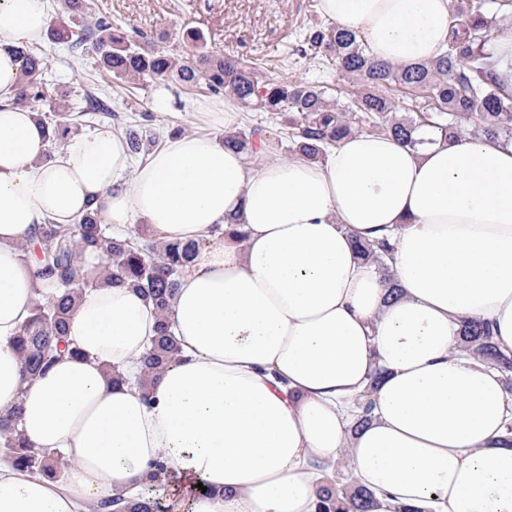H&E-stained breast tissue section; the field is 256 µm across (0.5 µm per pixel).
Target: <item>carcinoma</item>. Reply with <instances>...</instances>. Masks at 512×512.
I'll return each instance as SVG.
<instances>
[{
	"label": "carcinoma",
	"mask_w": 512,
	"mask_h": 512,
	"mask_svg": "<svg viewBox=\"0 0 512 512\" xmlns=\"http://www.w3.org/2000/svg\"><path fill=\"white\" fill-rule=\"evenodd\" d=\"M86 0H63V10L47 38L66 45L73 56H89L97 67L126 83L151 81L176 82L183 87H199L212 94L233 98L242 108L268 112L287 131L289 150L310 161L321 160L326 150L351 133H386L402 145L414 149L424 143L423 131L445 141H454L469 125L483 137L512 139V93L504 91L484 47L496 16L484 10V0H458L448 50L431 62L395 65L379 62L368 52L355 31L334 23L311 26L304 35L301 51L312 58L325 53L336 60L342 75L354 79L349 97L336 98L334 89L288 79L266 76L256 63L232 55L207 50L205 36L189 30L186 38L196 43V51L177 55L144 35L134 36L112 20L101 17L85 22ZM21 62L20 87L12 104L32 106L44 97L42 74L47 66L40 46L16 50ZM415 92L405 104L388 94L391 85ZM81 115L93 116L108 111L104 98L92 91L82 94ZM49 144L59 145L77 130L73 111H56L41 118ZM224 147L239 151L247 159L273 142L266 127L252 125L224 133ZM129 150L146 155L155 145L150 135L128 134ZM200 244L193 241L156 243L143 225L119 238L112 225L104 224L98 210L92 209L72 224H40L35 227L31 246L24 255L34 253L33 276L49 282L56 295L44 297L37 291L33 316L20 326L13 339L21 362V375L32 381L44 374L67 349L66 334L73 305L87 289L103 282L129 285L138 289L159 314L157 336L142 356L137 381L144 398L150 396L151 378L177 360L181 351L166 317L169 300L181 278L189 271ZM361 256L389 273L386 265L394 246L383 238L373 243L360 242ZM93 250L104 256L103 272L93 275L84 265L83 255ZM458 350L496 369L506 392L512 393V358L500 353L489 324L465 320L460 329ZM382 379L377 372L356 398L354 425L371 420L372 394ZM21 408L16 406L0 417V460L29 473L59 478L70 466L59 449L32 448L19 431ZM323 472L321 507L324 512H369L372 491L354 483L340 485L328 475L329 465L316 462ZM94 512H158L150 498H106L93 505Z\"/></svg>",
	"instance_id": "cac0c4a2"
}]
</instances>
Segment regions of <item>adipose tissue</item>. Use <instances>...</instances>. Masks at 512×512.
<instances>
[{
  "label": "adipose tissue",
  "instance_id": "adipose-tissue-1",
  "mask_svg": "<svg viewBox=\"0 0 512 512\" xmlns=\"http://www.w3.org/2000/svg\"><path fill=\"white\" fill-rule=\"evenodd\" d=\"M450 2L319 10L375 60L408 65L447 48ZM49 21L45 0H0V413L21 405L24 436L72 466L59 482L0 464V512H85L137 495L158 463L202 480L189 512H319L311 464L344 454L371 512H512V399L498 371L455 351L462 320L477 318L512 355V143L413 151L353 134L316 162L269 150L253 165L183 133L136 162L104 127L50 158L36 113L12 103L13 50L42 41ZM93 206L114 230L201 245L168 309L180 359L147 401L128 379L159 319L125 285L77 299L78 356L21 376L12 339L36 292H52L21 246L34 225ZM383 236L388 279L355 249ZM379 369L372 419L353 429V401Z\"/></svg>",
  "mask_w": 512,
  "mask_h": 512
}]
</instances>
